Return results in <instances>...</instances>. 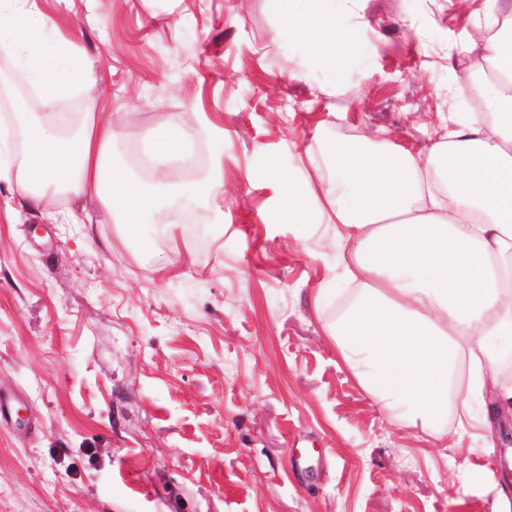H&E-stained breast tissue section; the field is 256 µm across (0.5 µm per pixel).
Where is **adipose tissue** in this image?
<instances>
[{
	"instance_id": "obj_1",
	"label": "adipose tissue",
	"mask_w": 512,
	"mask_h": 512,
	"mask_svg": "<svg viewBox=\"0 0 512 512\" xmlns=\"http://www.w3.org/2000/svg\"><path fill=\"white\" fill-rule=\"evenodd\" d=\"M277 25L298 34L311 56L345 72L354 46L344 19L358 15L361 0H265ZM504 0H484L476 34L460 51L470 60L464 79L448 88L461 99L478 92L486 112L450 113L437 139L417 154L359 135L323 139L304 187L284 179L276 159L267 176L281 185L273 220L303 225L306 236L331 234L343 279L352 295L326 329L359 385L395 419L434 427L449 404L469 410L482 397L485 375L512 344V301L497 259L512 257V33L504 31ZM43 27L25 0H0V53L12 56V80L35 87L42 109L67 93L42 54ZM121 130L102 113L88 112L73 134L49 137L38 123L23 129L20 152L0 176L14 183L31 206L74 195H95L135 237L146 218L161 213L160 228L173 233L181 210L162 200L175 191L182 167L172 159L193 135L159 127L148 133L167 161L146 186L127 167L106 160Z\"/></svg>"
}]
</instances>
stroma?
I'll use <instances>...</instances> for the list:
<instances>
[{
    "mask_svg": "<svg viewBox=\"0 0 512 512\" xmlns=\"http://www.w3.org/2000/svg\"><path fill=\"white\" fill-rule=\"evenodd\" d=\"M481 2L362 0L338 74L271 39L264 0H29L46 47L70 41L59 111L115 114L131 155L148 129L194 132L213 178L185 179L198 233L172 240L123 237L93 195L54 222L0 181V391L30 425L0 423V512H512V410L393 420L325 333L349 295L332 238L261 220L267 156L303 184L321 137L420 151L442 115L482 111L446 97Z\"/></svg>",
    "mask_w": 512,
    "mask_h": 512,
    "instance_id": "35a3bbf8",
    "label": "stroma"
}]
</instances>
